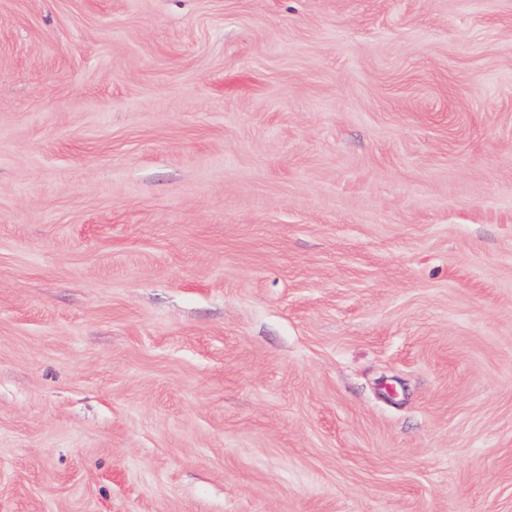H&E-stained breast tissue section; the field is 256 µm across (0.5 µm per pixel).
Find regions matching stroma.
Instances as JSON below:
<instances>
[{
  "label": "stroma",
  "mask_w": 512,
  "mask_h": 512,
  "mask_svg": "<svg viewBox=\"0 0 512 512\" xmlns=\"http://www.w3.org/2000/svg\"><path fill=\"white\" fill-rule=\"evenodd\" d=\"M0 512H512V0H0Z\"/></svg>",
  "instance_id": "35a3bbf8"
}]
</instances>
